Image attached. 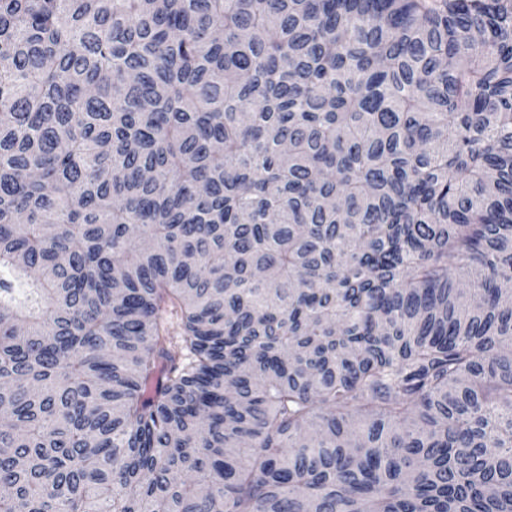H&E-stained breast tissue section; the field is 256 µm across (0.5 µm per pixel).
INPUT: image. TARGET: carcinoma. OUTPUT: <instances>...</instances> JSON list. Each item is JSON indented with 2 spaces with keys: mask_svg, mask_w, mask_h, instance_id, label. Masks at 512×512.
Wrapping results in <instances>:
<instances>
[{
  "mask_svg": "<svg viewBox=\"0 0 512 512\" xmlns=\"http://www.w3.org/2000/svg\"><path fill=\"white\" fill-rule=\"evenodd\" d=\"M0 512H512V0H0Z\"/></svg>",
  "mask_w": 512,
  "mask_h": 512,
  "instance_id": "carcinoma-1",
  "label": "carcinoma"
}]
</instances>
